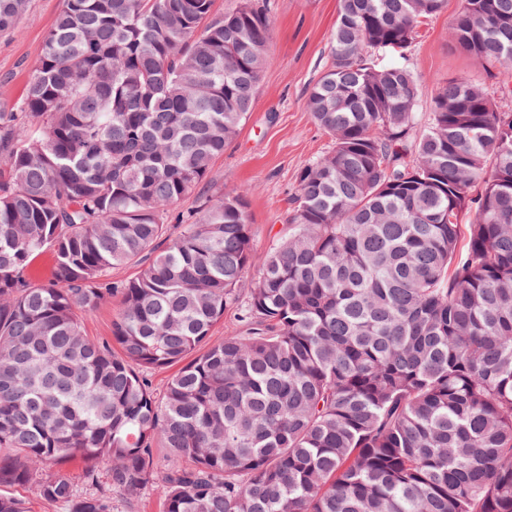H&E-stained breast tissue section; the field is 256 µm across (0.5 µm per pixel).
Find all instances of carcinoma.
<instances>
[{"label": "carcinoma", "instance_id": "obj_1", "mask_svg": "<svg viewBox=\"0 0 512 512\" xmlns=\"http://www.w3.org/2000/svg\"><path fill=\"white\" fill-rule=\"evenodd\" d=\"M27 4L0 0V34ZM444 5L338 0L306 98L332 148L300 169L242 300L247 192L175 207L251 111L267 8L64 0L0 112V487L112 512L161 447L164 512H512V109L452 78L420 129L417 76L376 58L404 57ZM450 36L511 66L512 0H464ZM114 294L112 342L89 338L80 314ZM179 363L156 397L147 374ZM69 457L110 459L106 488L43 473Z\"/></svg>", "mask_w": 512, "mask_h": 512}]
</instances>
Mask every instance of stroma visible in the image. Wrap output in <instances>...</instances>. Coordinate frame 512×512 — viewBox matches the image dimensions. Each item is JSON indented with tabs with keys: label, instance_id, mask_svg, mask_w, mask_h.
<instances>
[{
	"label": "stroma",
	"instance_id": "1",
	"mask_svg": "<svg viewBox=\"0 0 512 512\" xmlns=\"http://www.w3.org/2000/svg\"><path fill=\"white\" fill-rule=\"evenodd\" d=\"M273 35L271 64L265 69L252 110L208 175V193L246 189L253 250L262 255L287 236L299 169L327 152L332 141L306 108L310 85L331 64V40L338 0H268ZM63 0H29L17 28L0 35V109L11 108L23 95L39 60L44 37ZM462 0L445 6L421 24L408 64L423 89L420 114H428L441 83L465 77L480 81L488 92L512 83V70L488 76L449 37ZM107 460L61 459L45 472L62 475L78 494L104 488Z\"/></svg>",
	"mask_w": 512,
	"mask_h": 512
}]
</instances>
